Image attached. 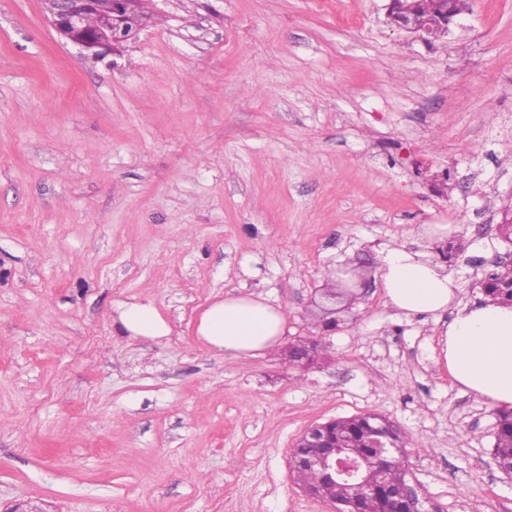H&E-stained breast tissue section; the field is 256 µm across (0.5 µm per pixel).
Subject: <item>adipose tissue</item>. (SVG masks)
Listing matches in <instances>:
<instances>
[{
	"mask_svg": "<svg viewBox=\"0 0 512 512\" xmlns=\"http://www.w3.org/2000/svg\"><path fill=\"white\" fill-rule=\"evenodd\" d=\"M388 304L405 316L437 314L451 306L456 283L442 266L422 254L391 248L381 255ZM122 334L160 340L170 326L149 302L116 306ZM285 331L282 310L254 296L214 301L200 315L203 348L239 359L265 350ZM444 364L455 383L494 406L512 407V306L486 302L457 309L442 338Z\"/></svg>",
	"mask_w": 512,
	"mask_h": 512,
	"instance_id": "adipose-tissue-1",
	"label": "adipose tissue"
}]
</instances>
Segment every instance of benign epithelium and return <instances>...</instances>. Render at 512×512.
Wrapping results in <instances>:
<instances>
[{"instance_id":"7a95c632","label":"benign epithelium","mask_w":512,"mask_h":512,"mask_svg":"<svg viewBox=\"0 0 512 512\" xmlns=\"http://www.w3.org/2000/svg\"><path fill=\"white\" fill-rule=\"evenodd\" d=\"M153 0H44L46 16L66 40L80 46L94 57L103 56L120 45L135 39L150 18ZM390 20L399 29L417 33L427 42L448 34L449 26L458 14L448 10V0H437L432 17L423 26L418 25L414 0H392ZM338 286L346 294H355V288L367 287V282L354 281L352 269L338 270ZM373 445L379 453L388 451L397 430L386 419L377 417L373 426ZM290 467L306 465L319 470L331 480L351 481L363 496L375 493L381 483L378 469L365 460H358L346 448L336 446L321 423L305 429L290 452ZM397 506L408 504L417 512L419 499L408 484L388 489Z\"/></svg>"}]
</instances>
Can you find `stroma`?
<instances>
[{
	"label": "stroma",
	"instance_id": "1",
	"mask_svg": "<svg viewBox=\"0 0 512 512\" xmlns=\"http://www.w3.org/2000/svg\"><path fill=\"white\" fill-rule=\"evenodd\" d=\"M390 0H159L135 42L83 53L43 0H0V512H334L294 479L307 427L376 413L426 512H512L498 408L454 383L452 312L407 318L379 265L336 329L329 269L392 247L448 266L457 304L512 250V0L426 43ZM285 333L201 347L217 298ZM152 302L162 341L115 306ZM318 341L311 361L289 356ZM284 331L282 310L253 295L214 301L201 313L196 329L203 348L230 359L273 346ZM116 311V324L123 335L161 340L170 334L169 324L150 302H119Z\"/></svg>",
	"mask_w": 512,
	"mask_h": 512
}]
</instances>
